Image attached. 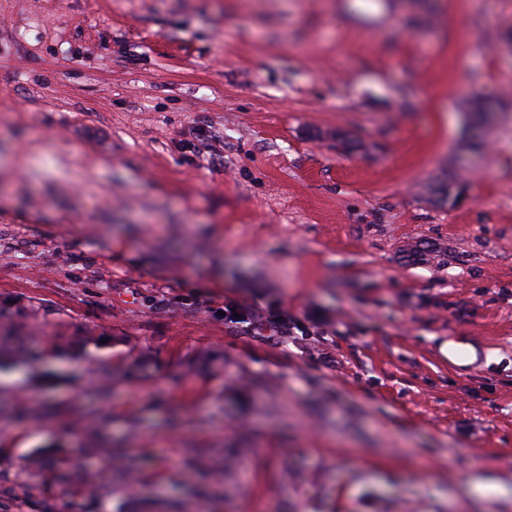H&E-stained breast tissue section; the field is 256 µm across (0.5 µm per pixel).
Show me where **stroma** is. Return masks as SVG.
I'll use <instances>...</instances> for the list:
<instances>
[{"label":"stroma","instance_id":"stroma-1","mask_svg":"<svg viewBox=\"0 0 512 512\" xmlns=\"http://www.w3.org/2000/svg\"><path fill=\"white\" fill-rule=\"evenodd\" d=\"M48 506L512 512V0H0V512Z\"/></svg>","mask_w":512,"mask_h":512}]
</instances>
